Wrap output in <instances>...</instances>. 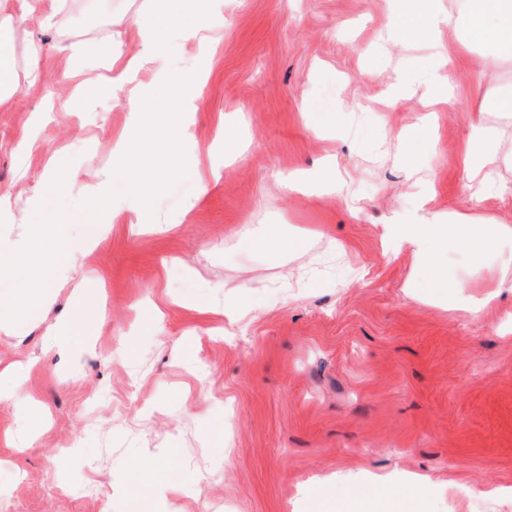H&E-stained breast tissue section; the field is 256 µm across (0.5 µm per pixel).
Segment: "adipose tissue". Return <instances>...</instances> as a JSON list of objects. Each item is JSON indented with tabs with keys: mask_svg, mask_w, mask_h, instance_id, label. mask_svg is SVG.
I'll list each match as a JSON object with an SVG mask.
<instances>
[{
	"mask_svg": "<svg viewBox=\"0 0 512 512\" xmlns=\"http://www.w3.org/2000/svg\"><path fill=\"white\" fill-rule=\"evenodd\" d=\"M190 12L179 17L176 0H147L131 20L132 43L117 41L105 48H92L86 42L66 44L65 51L85 84L100 87L116 102L124 104L128 124L112 145L113 166L109 178L81 185L77 206L93 213L97 221L85 225L82 235L71 236L65 225L48 218L44 223L29 225L27 247L18 250L0 248V280L11 281L9 291H0V312L21 317L41 308L57 285L59 272L75 269L81 255L93 248L102 234L117 222L118 215L106 207L112 181L125 185L130 209L136 217L129 225L130 234L141 226L152 224L151 197L164 180L162 170L144 166L143 158L155 150H163L169 166L180 163L187 129L195 122V114L187 103L196 95L199 83L209 71L199 63L193 73L174 75L159 70L149 85L140 84L137 75L147 63L171 54L183 39L204 38L223 28L224 17L217 14L209 0H188ZM431 0H403L390 16L387 31L403 30L425 35L439 23L465 21L471 37L487 45L480 64L485 71L496 72L504 59L512 56V0H468L466 18L446 16L430 7ZM27 38L24 20L6 15L0 17V99L16 89V45ZM512 167V151L501 150L497 128L478 122L471 142L470 155L458 185L463 201L477 200L492 190L491 165ZM427 188L415 171H407L402 195L413 210L422 214L420 222H411L407 213L394 212L386 227L384 256L407 250L419 260L420 273L414 285L437 294L442 301L452 302L460 283L448 269L450 251L465 249L471 265L485 263L490 243L512 241L508 225L451 224L441 214L426 210ZM244 247L255 251L302 250V237L288 235L276 224L263 234H251L246 225L236 230Z\"/></svg>",
	"mask_w": 512,
	"mask_h": 512,
	"instance_id": "adipose-tissue-1",
	"label": "adipose tissue"
}]
</instances>
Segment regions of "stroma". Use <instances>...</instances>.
Listing matches in <instances>:
<instances>
[{
    "label": "stroma",
    "mask_w": 512,
    "mask_h": 512,
    "mask_svg": "<svg viewBox=\"0 0 512 512\" xmlns=\"http://www.w3.org/2000/svg\"><path fill=\"white\" fill-rule=\"evenodd\" d=\"M53 29L30 25L48 46L39 82L18 77L0 105V190L16 223H0L15 246L42 216L30 202L54 158L65 176L101 179L127 112L85 87L67 117L33 116L49 95H66L69 59L59 45L104 43L129 33L143 0H74ZM392 0H215L223 32L182 43L157 68L186 73L206 59L196 99L190 160L165 171L152 209L158 229L128 236L121 185L110 208L123 224L62 273L45 310L0 324V512H348L340 475L360 485L371 474L428 477L426 512H512V290L495 293V258L469 266L448 255L461 306L409 295V252L385 260L383 230L400 208L405 165L429 175L428 210L473 224L512 225V170H493L502 193L466 209L456 185L475 116L512 148V113L494 110L512 90V61L494 74L480 65L481 42L464 28L438 27L426 40H388ZM449 78L453 105L432 101V78ZM404 92L388 105L391 86ZM435 144L412 142L406 160L380 152L424 112ZM306 112H337L346 129L319 136ZM38 147L25 154L23 136ZM335 156L352 199L288 195L278 173L320 171ZM208 193H201L202 183ZM196 206L182 212L185 201ZM283 225L306 237L304 251H247L233 231ZM342 241V276L285 288L286 272L327 263ZM106 298L90 347L64 349L52 336L81 304L79 278ZM259 303L237 323L224 317L223 284ZM159 310L152 334L147 308ZM223 430V443L212 442ZM77 449L68 473L57 455ZM93 486L88 497L76 486Z\"/></svg>",
    "instance_id": "1"
}]
</instances>
